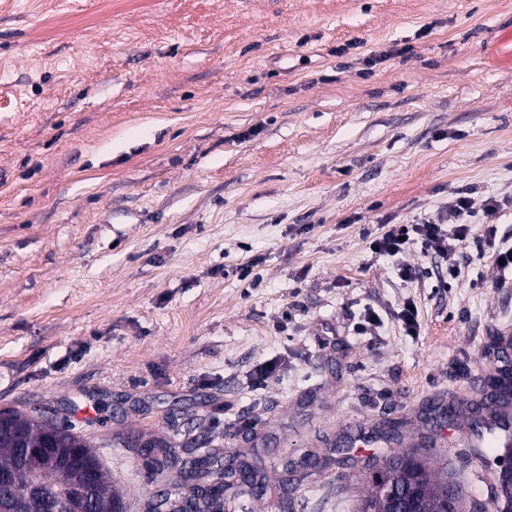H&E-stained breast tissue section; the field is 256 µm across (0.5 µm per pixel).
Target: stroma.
<instances>
[{
	"instance_id": "stroma-1",
	"label": "stroma",
	"mask_w": 512,
	"mask_h": 512,
	"mask_svg": "<svg viewBox=\"0 0 512 512\" xmlns=\"http://www.w3.org/2000/svg\"><path fill=\"white\" fill-rule=\"evenodd\" d=\"M460 191L512 233V0H13L0 410L72 426L127 512L169 486L138 453L159 443L317 458L288 504L273 483L224 512H356L390 448L346 439L440 435L429 408L512 354L490 263L370 248ZM436 454L495 512L466 431Z\"/></svg>"
}]
</instances>
